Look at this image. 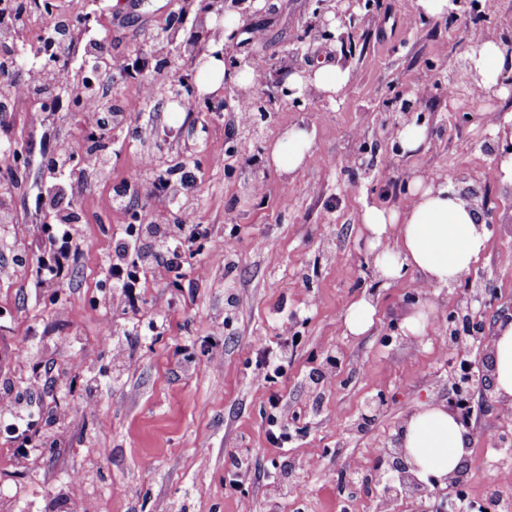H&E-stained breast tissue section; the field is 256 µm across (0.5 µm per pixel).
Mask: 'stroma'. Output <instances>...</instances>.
Listing matches in <instances>:
<instances>
[{"instance_id": "35a3bbf8", "label": "stroma", "mask_w": 512, "mask_h": 512, "mask_svg": "<svg viewBox=\"0 0 512 512\" xmlns=\"http://www.w3.org/2000/svg\"><path fill=\"white\" fill-rule=\"evenodd\" d=\"M207 0H139L138 10L114 19L95 0H56L58 9L96 17L95 30L112 36V54L128 74L109 81L113 106L139 95L161 55L189 69L191 51L215 46V16ZM252 14L228 55L266 62L253 86L270 112L247 148H240L238 86L227 83L219 107L202 103L176 110L164 96L153 102V126L136 138L113 132L105 169L82 162L68 176L82 217L83 244L62 283L40 286L35 270L50 244L41 231L48 207L37 201L45 176L36 165L15 168L0 158V203L14 224L0 227V263L14 252L26 263L0 280V392L23 399L39 415L41 448L20 457L0 431V504L6 512H340L349 486L348 460L368 466L372 450L389 444L418 406L448 398V364L456 354L445 333L448 311L481 281L496 290V309L512 308V186L496 174L498 120L512 116V93L449 98V85L468 79L465 63L479 20L484 34L512 29V0H478L473 10L448 6L418 17L414 0H374L347 44L325 39L309 22L317 0H268ZM184 13L182 30L157 46L149 29ZM320 64L348 70L351 79L332 98L281 96L276 77ZM428 86L418 115L426 140L412 155L395 151L384 129L395 97ZM31 103L0 115V145L20 140L33 158L55 140L88 132L71 101L42 126L28 123ZM307 128L313 159L285 177L263 159L284 131ZM192 149V188L182 204L210 234L201 239L194 268L181 287L142 274L140 309L120 303L94 307L104 292L102 269L112 251V229L144 212L112 208L113 187L144 179L143 160L160 168ZM223 165H214V157ZM439 177L449 186H476L493 228L470 282L430 288L432 318L424 340H395L394 328L410 314L407 296L420 277L409 271L391 285L363 266L370 251L358 216L364 205L403 207L412 174ZM262 195H254L255 183ZM233 252H226V243ZM374 298L372 328L342 333V320L358 296ZM299 340L288 347L285 372L265 381L264 351L283 346V327ZM219 360H209L208 350ZM337 366L325 383L312 382L327 354ZM387 400L376 412L368 403ZM277 396L278 409L269 398ZM277 414L292 435L280 448L267 438ZM505 420L474 417L464 468L472 495L486 479L512 474V455L499 449ZM247 454L251 469L230 480L231 456ZM299 476L308 494L294 506L286 486Z\"/></svg>"}]
</instances>
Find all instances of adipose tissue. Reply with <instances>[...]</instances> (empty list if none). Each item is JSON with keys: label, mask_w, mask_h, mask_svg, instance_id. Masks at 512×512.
I'll return each instance as SVG.
<instances>
[{"label": "adipose tissue", "mask_w": 512, "mask_h": 512, "mask_svg": "<svg viewBox=\"0 0 512 512\" xmlns=\"http://www.w3.org/2000/svg\"><path fill=\"white\" fill-rule=\"evenodd\" d=\"M470 59L477 69L480 88L500 93L499 77L512 72V52L506 46L479 35ZM254 70H229L222 58L206 56L196 85L200 94L215 95L224 84L254 81ZM348 71L321 67L305 77L290 74L287 86L296 94L315 87L338 95L348 84ZM311 138L303 129L287 130L273 145L269 158L282 171L292 173L311 153ZM408 201L403 208L365 206L360 222L374 261L384 280L394 281L404 269L416 270L427 286L447 285L467 276L484 252L488 240L480 227L479 211L449 188L447 182L414 176L407 184ZM492 369L497 396L512 400V321L500 322L493 342ZM403 445L418 476L438 478L462 467L470 438L457 424L445 404L417 408L402 424Z\"/></svg>", "instance_id": "1"}]
</instances>
